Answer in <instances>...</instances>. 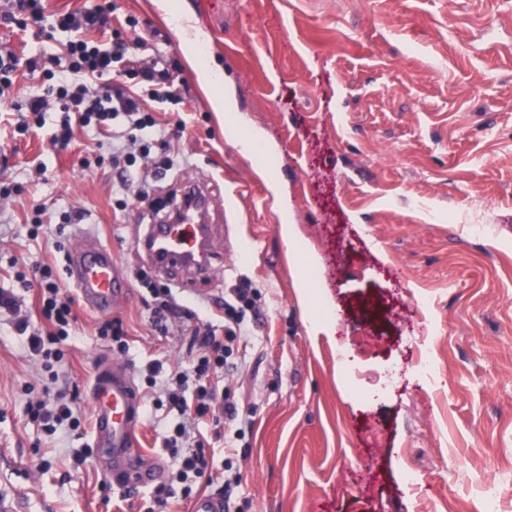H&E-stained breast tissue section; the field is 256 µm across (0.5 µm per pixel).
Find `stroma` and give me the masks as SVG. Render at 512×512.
<instances>
[{
    "mask_svg": "<svg viewBox=\"0 0 512 512\" xmlns=\"http://www.w3.org/2000/svg\"><path fill=\"white\" fill-rule=\"evenodd\" d=\"M161 2L112 0L115 17L173 54L190 92L184 136L152 150L172 166L147 185L131 180L126 206L112 191V130L76 129L55 150L54 122L21 134L16 115L0 116V182L15 188L0 206V290L37 319L36 264L54 261L63 282L72 249L109 245L129 284L114 314L130 344L113 350L97 334L105 315L75 305L56 371L82 423L50 435L25 414L48 375L0 313V492L22 498L25 512H189L182 498L154 508L151 487L106 477L90 383L109 359L145 391L147 363L185 364L199 347L197 319L221 324L246 281L258 310L231 357L239 418L220 436L201 425L214 470L195 491H229L230 512H477L486 478L512 512V0H178L174 15ZM179 16L223 70L231 112L212 111ZM67 39L0 25V50L25 56L60 55ZM254 133L275 168L241 153ZM186 177L223 197L216 240L239 247L219 253L206 280L186 268L155 275L135 248L180 206ZM478 205L480 237L467 222ZM72 210L77 222L62 223ZM285 222L304 254L282 236ZM165 287L192 315L164 336L148 302ZM318 302L333 312L326 336L311 327ZM421 336L441 351L431 380L415 369ZM384 378L387 392L373 394ZM153 416L142 403L137 451L168 484L177 465ZM409 466L419 488L401 480Z\"/></svg>",
    "mask_w": 512,
    "mask_h": 512,
    "instance_id": "obj_1",
    "label": "stroma"
}]
</instances>
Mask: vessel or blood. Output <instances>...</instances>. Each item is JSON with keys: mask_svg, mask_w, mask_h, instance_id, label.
<instances>
[{"mask_svg": "<svg viewBox=\"0 0 512 512\" xmlns=\"http://www.w3.org/2000/svg\"><path fill=\"white\" fill-rule=\"evenodd\" d=\"M181 197V224L152 225L148 234L136 241L135 248L157 272L186 267L200 275H210L217 247L204 218L209 211V198L192 178L183 183ZM67 276L83 305L95 313L111 312L125 293L112 250L101 243L74 249L67 262ZM89 397L94 416L93 444L107 475L118 482L154 481L157 468H142L133 451L141 399L130 372L120 365L102 363Z\"/></svg>", "mask_w": 512, "mask_h": 512, "instance_id": "vessel-or-blood-1", "label": "vessel or blood"}]
</instances>
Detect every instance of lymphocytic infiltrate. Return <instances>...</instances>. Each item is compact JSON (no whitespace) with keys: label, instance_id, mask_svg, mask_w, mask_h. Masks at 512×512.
Masks as SVG:
<instances>
[{"label":"lymphocytic infiltrate","instance_id":"1","mask_svg":"<svg viewBox=\"0 0 512 512\" xmlns=\"http://www.w3.org/2000/svg\"><path fill=\"white\" fill-rule=\"evenodd\" d=\"M110 0L78 12L57 15L54 29L69 33L65 44L63 63L55 69H43L38 57H21L12 52L0 53V102L9 100L16 72H44V84L34 87L24 103L14 104L20 112V127L44 125L51 107H58L62 118L50 137L55 147H67L73 137L74 126L103 128L108 122L124 118L121 133L126 143L138 145V156L127 154L124 146L112 150V169L119 176L120 185H127L129 167H152V143L158 137V122L153 110L179 112L187 104L185 89L170 77L169 63L157 57L135 58L130 44L120 31L114 30L115 20ZM110 32L108 44L88 40L91 32ZM41 299L40 325L19 315L14 296L0 291V310L15 313L13 323L17 335L23 336L30 356L41 361L44 369H53L64 356L61 349L76 321L73 299L62 296L60 286L52 279V267H39ZM249 286L238 288L236 304L224 306V330L216 332L206 326L200 342V354L173 378L163 375L161 362H150L147 381L154 390L155 406H166L178 415L173 430L165 432L164 447L170 448L179 461L180 477H205L212 469L213 459L205 442L196 431L203 421L214 426L233 423L238 408L231 398V388L224 380V366L231 345L242 332V310L252 304ZM26 413L47 433H55L59 426L78 430L81 421L75 416L71 403L64 396L42 395L29 402Z\"/></svg>","mask_w":512,"mask_h":512}]
</instances>
